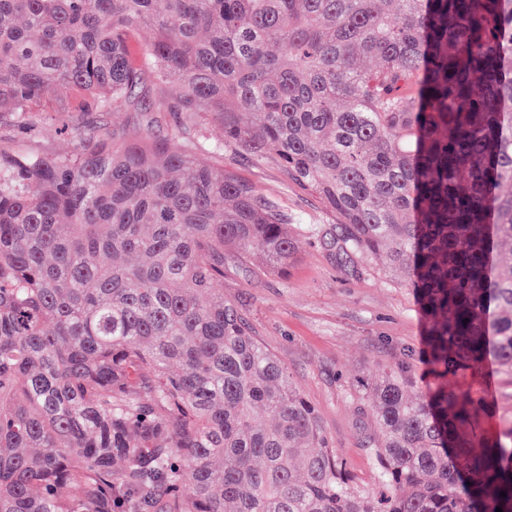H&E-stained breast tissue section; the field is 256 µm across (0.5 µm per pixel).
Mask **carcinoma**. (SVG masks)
I'll use <instances>...</instances> for the list:
<instances>
[{
  "label": "carcinoma",
  "mask_w": 512,
  "mask_h": 512,
  "mask_svg": "<svg viewBox=\"0 0 512 512\" xmlns=\"http://www.w3.org/2000/svg\"><path fill=\"white\" fill-rule=\"evenodd\" d=\"M63 90L141 134L0 150V512H512V418L455 383L512 373V0H0V124ZM227 151L415 291L437 384L358 393L369 486L214 288L296 250Z\"/></svg>",
  "instance_id": "cac0c4a2"
}]
</instances>
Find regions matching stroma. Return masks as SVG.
I'll return each mask as SVG.
<instances>
[{"label":"stroma","mask_w":512,"mask_h":512,"mask_svg":"<svg viewBox=\"0 0 512 512\" xmlns=\"http://www.w3.org/2000/svg\"><path fill=\"white\" fill-rule=\"evenodd\" d=\"M74 104L73 93H57L39 105L38 121L30 129L0 125V147L67 153L71 138L63 124L69 117L90 129L125 130L131 138L139 132L130 112L82 114ZM224 167L260 193L276 196L298 250L285 274L269 272L257 279L232 270L216 288L285 363L348 468L369 479L372 464L363 437L368 414L351 396L397 363L424 377L425 325L413 291L385 279L383 259L351 264L336 248L334 218L282 169L231 152L224 155ZM311 224L322 229V236L310 235Z\"/></svg>","instance_id":"35a3bbf8"}]
</instances>
